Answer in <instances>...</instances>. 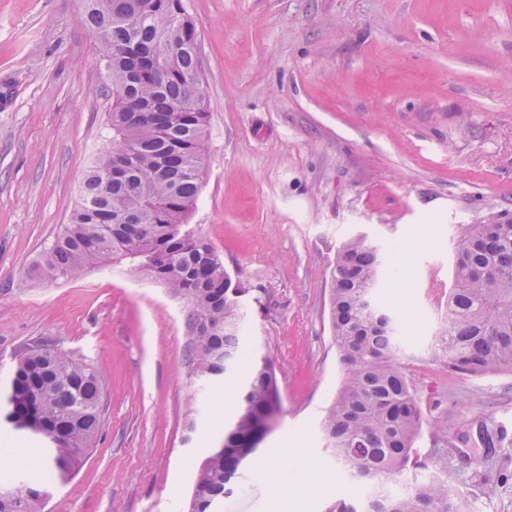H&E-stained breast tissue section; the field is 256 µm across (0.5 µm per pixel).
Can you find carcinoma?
<instances>
[{"instance_id": "1", "label": "carcinoma", "mask_w": 512, "mask_h": 512, "mask_svg": "<svg viewBox=\"0 0 512 512\" xmlns=\"http://www.w3.org/2000/svg\"><path fill=\"white\" fill-rule=\"evenodd\" d=\"M112 89V145L89 166L70 214L45 249L41 267L53 279L127 262L190 303L195 325L190 375L215 381L248 361L240 401L222 446L208 450L194 480V512L233 493L256 437L282 403L272 362L241 341L247 288L232 281L210 242L188 219L202 188L210 112L194 46L199 37L182 0H87ZM385 266L363 238L346 241L331 272L330 324L344 378L322 418L326 449L363 501L341 498L329 512H461L441 481L402 493L389 478L417 465L424 421L413 381L400 368L404 316L376 299ZM447 324L434 360L455 374L512 371V215L493 214L460 228ZM38 407L46 469L25 482L27 498L11 497L13 475L0 473V512H41L47 481L66 480L93 444L102 421L101 375L83 358L22 348L12 356L0 417L15 430L19 403ZM433 465L448 469V421L432 423Z\"/></svg>"}]
</instances>
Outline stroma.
Listing matches in <instances>:
<instances>
[{
  "instance_id": "stroma-1",
  "label": "stroma",
  "mask_w": 512,
  "mask_h": 512,
  "mask_svg": "<svg viewBox=\"0 0 512 512\" xmlns=\"http://www.w3.org/2000/svg\"><path fill=\"white\" fill-rule=\"evenodd\" d=\"M200 43L209 156L189 218L234 278L256 289L245 343L275 369L282 414L260 455L307 450L328 512L344 484L319 420L343 368L329 322L336 253L381 254L380 300L407 317L397 360L427 418L448 420L439 479L466 512H512V372L449 375L432 358L462 225L512 212V0H183ZM84 0H0V365L42 341L96 364L106 406L95 444L42 512H188L204 437L228 420L243 371L189 375L185 299L124 264L53 280L36 268L112 138L109 82ZM194 433H187L188 424ZM496 436L487 446L485 435ZM243 470L223 512H269Z\"/></svg>"
}]
</instances>
